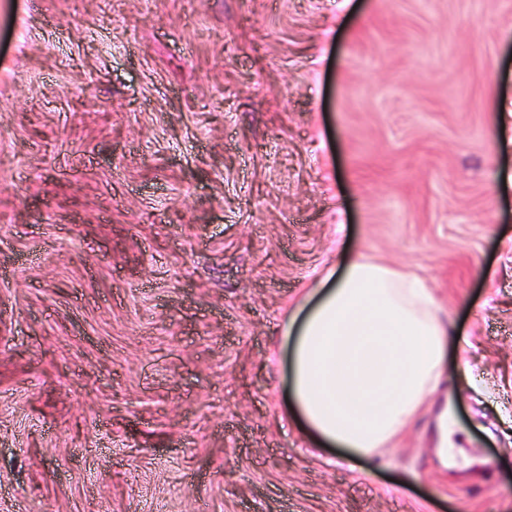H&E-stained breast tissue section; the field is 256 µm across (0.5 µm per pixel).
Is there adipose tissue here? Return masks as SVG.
Here are the masks:
<instances>
[{
  "instance_id": "obj_1",
  "label": "adipose tissue",
  "mask_w": 512,
  "mask_h": 512,
  "mask_svg": "<svg viewBox=\"0 0 512 512\" xmlns=\"http://www.w3.org/2000/svg\"><path fill=\"white\" fill-rule=\"evenodd\" d=\"M454 333L423 278L341 257L281 327L291 406L318 444L378 456L435 390Z\"/></svg>"
}]
</instances>
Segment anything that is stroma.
I'll return each instance as SVG.
<instances>
[{
	"label": "stroma",
	"instance_id": "obj_1",
	"mask_svg": "<svg viewBox=\"0 0 512 512\" xmlns=\"http://www.w3.org/2000/svg\"><path fill=\"white\" fill-rule=\"evenodd\" d=\"M511 110L512 0H0V512H512ZM359 249L460 333L375 459L279 348Z\"/></svg>",
	"mask_w": 512,
	"mask_h": 512
}]
</instances>
